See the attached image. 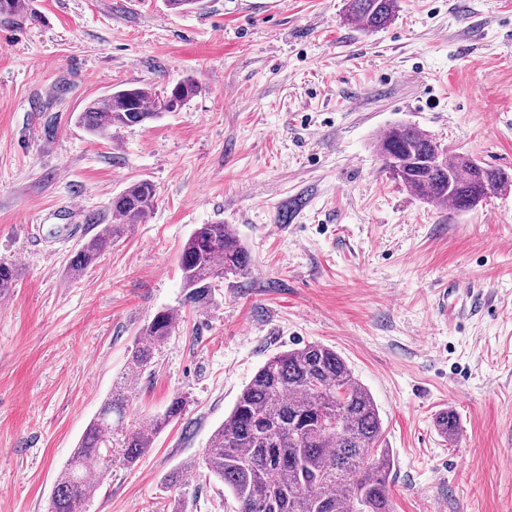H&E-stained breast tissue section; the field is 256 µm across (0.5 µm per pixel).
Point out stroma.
Returning <instances> with one entry per match:
<instances>
[{
  "instance_id": "obj_1",
  "label": "stroma",
  "mask_w": 512,
  "mask_h": 512,
  "mask_svg": "<svg viewBox=\"0 0 512 512\" xmlns=\"http://www.w3.org/2000/svg\"><path fill=\"white\" fill-rule=\"evenodd\" d=\"M344 0H28L0 17V512H47L56 477L125 371L142 327L179 316L128 421L178 393L182 419L87 512H228L224 485L186 470L272 355L318 342L373 395L393 459V512H512V187L458 211L383 168L397 124L512 174V0H401L385 28ZM192 79L179 111L105 137L85 106ZM157 188L144 223L81 277L83 243L132 181ZM287 220H280L281 210ZM226 223L252 265L185 304L179 253ZM460 280L484 309H462ZM444 410L460 422L441 438ZM184 469L185 486L165 479ZM435 429L444 439L456 441L460 435L459 421L454 412L442 411L435 418Z\"/></svg>"
}]
</instances>
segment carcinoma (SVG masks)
Instances as JSON below:
<instances>
[{
    "label": "carcinoma",
    "mask_w": 512,
    "mask_h": 512,
    "mask_svg": "<svg viewBox=\"0 0 512 512\" xmlns=\"http://www.w3.org/2000/svg\"><path fill=\"white\" fill-rule=\"evenodd\" d=\"M398 8V0H347L345 20L372 32L390 23ZM195 92L189 80L169 91L127 87L91 103L79 122L90 133L106 136L114 127L145 125L176 112ZM378 151L394 180L435 206L472 210L512 186V174L452 153L411 125L390 128ZM156 196L148 179L129 184L112 200V213L121 222L106 225L81 247L70 262L71 274L80 276L132 225L146 221ZM250 265V253L230 225H196L180 255L186 303L211 302L216 282L244 275ZM178 327L177 315L168 308L143 326L125 373L60 470L48 512H86L87 502L112 475L109 461L134 465L152 447L154 435L183 415L188 400L177 394L152 417L149 428L124 426L140 378L153 371L159 350ZM435 429L450 442L460 435L452 411L436 416ZM382 432L376 402L344 358L328 346L309 343L270 357L257 370L190 467H202L224 483L234 512H392V460L389 450L379 447Z\"/></svg>",
    "instance_id": "carcinoma-1"
}]
</instances>
